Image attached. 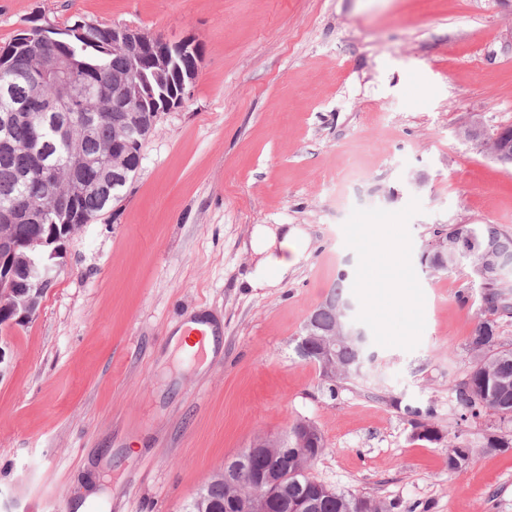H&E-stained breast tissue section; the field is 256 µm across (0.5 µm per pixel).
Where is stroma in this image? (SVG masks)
<instances>
[{"instance_id": "obj_1", "label": "stroma", "mask_w": 512, "mask_h": 512, "mask_svg": "<svg viewBox=\"0 0 512 512\" xmlns=\"http://www.w3.org/2000/svg\"><path fill=\"white\" fill-rule=\"evenodd\" d=\"M40 16L130 24L204 47L123 200L65 243L30 323L0 327V512H184L225 461L298 421L312 477L391 512H512V448L448 468L454 387L483 311L465 267L433 274L437 229L512 234V169L458 129L512 125V0H0V44ZM302 230L254 289V225ZM346 275L372 362L325 379L296 352ZM214 322L208 365L170 341ZM444 439H414L415 412Z\"/></svg>"}]
</instances>
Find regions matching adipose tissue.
I'll return each instance as SVG.
<instances>
[{
    "mask_svg": "<svg viewBox=\"0 0 512 512\" xmlns=\"http://www.w3.org/2000/svg\"><path fill=\"white\" fill-rule=\"evenodd\" d=\"M301 232L297 228L280 225H255L250 245L257 257L255 270L248 281L252 287L266 288L278 285L294 267L300 253L295 243Z\"/></svg>",
    "mask_w": 512,
    "mask_h": 512,
    "instance_id": "adipose-tissue-1",
    "label": "adipose tissue"
}]
</instances>
